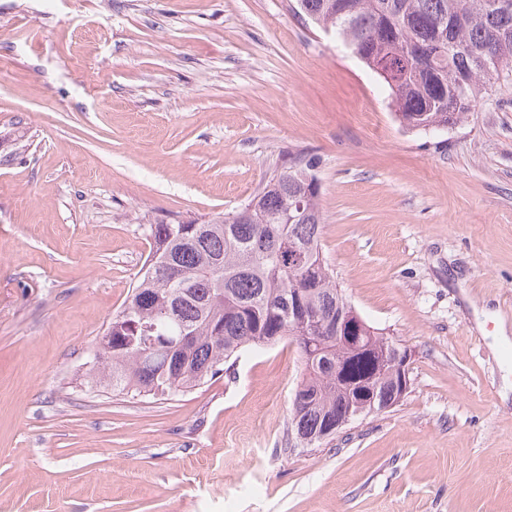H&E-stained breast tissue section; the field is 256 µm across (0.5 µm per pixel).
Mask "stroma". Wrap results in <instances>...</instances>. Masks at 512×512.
Masks as SVG:
<instances>
[{
	"label": "stroma",
	"instance_id": "35a3bbf8",
	"mask_svg": "<svg viewBox=\"0 0 512 512\" xmlns=\"http://www.w3.org/2000/svg\"><path fill=\"white\" fill-rule=\"evenodd\" d=\"M289 149L411 354L400 405L294 447L283 342L165 399L91 385L144 225L234 213ZM510 385L512 79L411 131L290 0H0V512H512Z\"/></svg>",
	"mask_w": 512,
	"mask_h": 512
}]
</instances>
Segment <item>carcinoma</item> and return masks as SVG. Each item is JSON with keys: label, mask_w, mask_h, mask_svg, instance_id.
Returning <instances> with one entry per match:
<instances>
[{"label": "carcinoma", "mask_w": 512, "mask_h": 512, "mask_svg": "<svg viewBox=\"0 0 512 512\" xmlns=\"http://www.w3.org/2000/svg\"><path fill=\"white\" fill-rule=\"evenodd\" d=\"M307 22L336 35L389 89L408 129L458 124L512 65V0H296ZM314 157L281 154L239 211L218 220L145 225L153 241L112 341L96 347L93 384L120 394L170 397L229 373L241 352L294 344L321 349L290 404L294 447L336 435L352 402L363 414L393 398L398 378L372 379L393 339L364 322L367 348L336 344V321L354 310L320 253L323 217Z\"/></svg>", "instance_id": "cac0c4a2"}]
</instances>
